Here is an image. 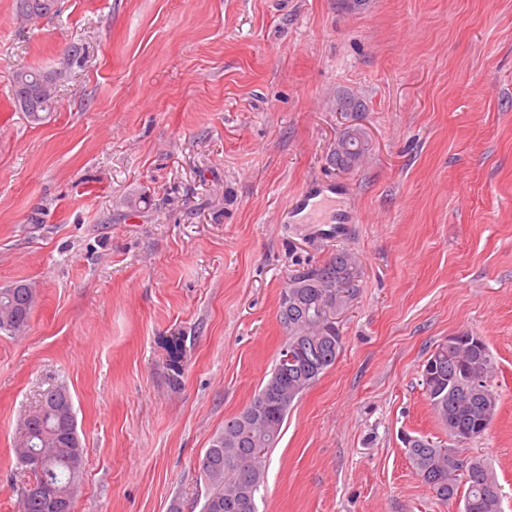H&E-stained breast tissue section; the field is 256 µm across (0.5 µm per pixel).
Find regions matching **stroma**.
Returning <instances> with one entry per match:
<instances>
[{
  "mask_svg": "<svg viewBox=\"0 0 512 512\" xmlns=\"http://www.w3.org/2000/svg\"><path fill=\"white\" fill-rule=\"evenodd\" d=\"M23 65L65 72L37 124ZM351 125L369 154L341 173ZM341 248L362 267L343 349L268 451L258 512H461L403 439L447 441L420 372L463 333L499 412L462 454L512 512V0H57L36 20L0 0V288L38 293L28 333L0 335V512L30 479L16 428L58 385L75 512H199L200 458L287 338L289 276Z\"/></svg>",
  "mask_w": 512,
  "mask_h": 512,
  "instance_id": "obj_1",
  "label": "stroma"
}]
</instances>
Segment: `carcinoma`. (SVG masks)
Masks as SVG:
<instances>
[{
  "instance_id": "obj_1",
  "label": "carcinoma",
  "mask_w": 512,
  "mask_h": 512,
  "mask_svg": "<svg viewBox=\"0 0 512 512\" xmlns=\"http://www.w3.org/2000/svg\"><path fill=\"white\" fill-rule=\"evenodd\" d=\"M18 9L31 19L51 12L55 0H18ZM61 70L23 67L12 76L13 100L30 121L39 122L55 104ZM368 151V141L357 127H347L336 140L332 158L336 168H355ZM362 269L352 254L338 250L326 263L308 266L288 278L282 292L279 318L288 337L282 349L298 348L296 362L276 361L252 401L224 420V428L210 439L200 462L205 492L200 512H258L264 485L267 453L277 442L294 402L336 363L343 347L336 326L339 315L358 288ZM36 303L23 282L0 289V334L27 332ZM422 370V385L436 416L448 428V437L465 444L484 435L498 411L491 388L495 371L488 347L439 344ZM64 396L53 387L43 393L38 407L16 429L18 464L38 482L50 473L56 492L74 499L84 470L83 446L54 443L67 424L57 414ZM421 479L442 500L460 499L470 512H501L502 488L490 464L481 457H462L426 437H415L406 448ZM20 512H54L48 497L21 496Z\"/></svg>"
}]
</instances>
